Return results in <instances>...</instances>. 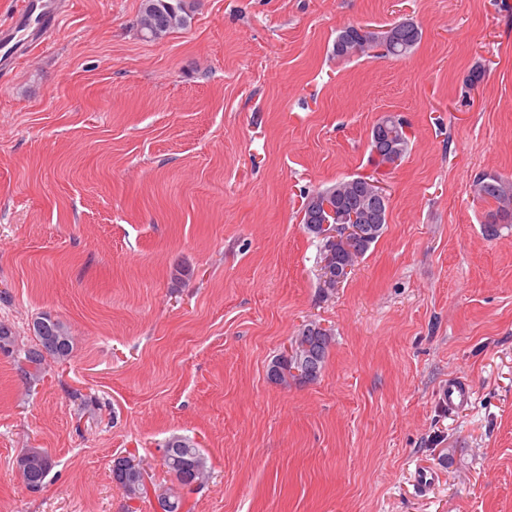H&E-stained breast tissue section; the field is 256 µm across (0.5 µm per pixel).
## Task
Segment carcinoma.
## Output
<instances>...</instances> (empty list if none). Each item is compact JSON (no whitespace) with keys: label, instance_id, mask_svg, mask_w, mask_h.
<instances>
[{"label":"carcinoma","instance_id":"carcinoma-1","mask_svg":"<svg viewBox=\"0 0 512 512\" xmlns=\"http://www.w3.org/2000/svg\"><path fill=\"white\" fill-rule=\"evenodd\" d=\"M188 22V0H141L137 20L141 36L148 41H156L166 37L175 30L186 27ZM420 28L412 22H394L382 28L356 27L352 34L336 36L333 44V55L341 60L352 57L371 55V51L385 45V54L396 58L407 56L420 42ZM385 125L386 135L397 140L400 157L409 151L411 137L403 130V122L381 117L374 127ZM325 192L335 194L336 206L334 214H322L320 220L332 224L349 211L360 208L380 212L377 222L367 225L366 236L346 249L341 245L334 247L336 264H355L377 242L387 224L389 203L379 204L375 201L376 188L371 180L362 178L358 181L342 179L336 184L325 188ZM476 198L493 205L488 211V221L484 225L485 235L496 237L500 225L512 224V180L503 179L495 174L480 175L474 185ZM33 333L38 342L47 337L54 339L48 349V356L36 358L35 348L19 342V335L10 323L0 320V354L14 358L22 377L28 381H36L43 372L46 358L58 363L71 359L74 350L73 336L69 327L62 321L45 313L37 317L32 324ZM331 337L317 330V323L304 325L297 336L292 338L290 352H282L273 361L280 371L272 377V382L288 385L290 382H302V379L291 373L307 360H312L317 372H322L328 356ZM17 468L24 484L44 482L53 468V460L45 448H31L27 454L17 458ZM163 465L167 472L175 478L177 486L166 488L168 507L165 512H187L183 490H192L206 483L210 477L206 459L191 438L174 436L170 438L163 450ZM112 478L122 489L129 500L139 499L148 495L143 469L123 470L112 469Z\"/></svg>","mask_w":512,"mask_h":512}]
</instances>
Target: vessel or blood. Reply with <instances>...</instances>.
Returning a JSON list of instances; mask_svg holds the SVG:
<instances>
[{"instance_id":"b4317fda","label":"vessel or blood","mask_w":512,"mask_h":512,"mask_svg":"<svg viewBox=\"0 0 512 512\" xmlns=\"http://www.w3.org/2000/svg\"><path fill=\"white\" fill-rule=\"evenodd\" d=\"M68 8V0H19L10 22L0 27V71L13 70L34 49L48 45ZM443 396L449 407L460 408L468 404L471 390L454 380Z\"/></svg>"}]
</instances>
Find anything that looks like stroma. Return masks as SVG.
Wrapping results in <instances>:
<instances>
[{"mask_svg":"<svg viewBox=\"0 0 512 512\" xmlns=\"http://www.w3.org/2000/svg\"><path fill=\"white\" fill-rule=\"evenodd\" d=\"M140 2L71 0L0 74V320L74 336L31 384L0 354V512H154L113 461L169 485L174 436L211 469L191 512H512V224L486 237L473 191L512 178V0H192L155 42ZM405 20L406 57L332 53L344 26ZM387 112L411 132L387 227L323 287L303 203L373 175ZM310 322L321 376L271 382ZM24 448L54 461L36 494ZM443 396L448 407L460 408L470 401L471 390L464 381L454 380L449 382L448 388L443 390ZM138 470H123L112 468V478L122 489L127 499L134 500L148 495V487L145 482V474L142 468Z\"/></svg>","mask_w":512,"mask_h":512,"instance_id":"obj_1","label":"stroma"}]
</instances>
